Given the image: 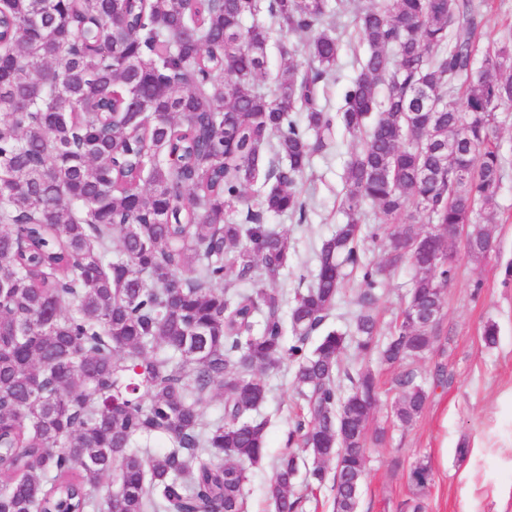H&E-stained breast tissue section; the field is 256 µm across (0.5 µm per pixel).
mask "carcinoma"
<instances>
[{"mask_svg": "<svg viewBox=\"0 0 512 512\" xmlns=\"http://www.w3.org/2000/svg\"><path fill=\"white\" fill-rule=\"evenodd\" d=\"M480 7L383 0L355 12L365 52L340 121L361 147L346 221L286 307L273 282L292 244L264 218L306 217L300 184L334 129L319 90L347 35L343 0H0V512H96L109 473L108 512H248L247 472L267 448L261 373L285 360L303 404L297 448L272 466L274 512H303L302 467L310 490L331 484L333 512H357L378 387L342 355L353 344L403 367L393 416L411 425L429 397L411 362L432 350L439 320L414 327L408 314L442 309L456 276L448 227L468 229L475 261L493 249L512 45L487 50L473 76ZM275 25L309 37L308 64L288 62L267 88L257 79ZM261 177L274 184L259 207L226 219ZM367 203L389 225L388 266L413 271L381 345ZM411 207L432 227L412 224ZM414 240L412 256L397 250ZM231 273L268 284L231 290ZM352 273V329L311 345ZM215 395L222 414L206 423ZM336 446L329 472L322 449ZM432 480L429 463L410 469L419 495Z\"/></svg>", "mask_w": 512, "mask_h": 512, "instance_id": "1", "label": "carcinoma"}]
</instances>
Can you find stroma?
I'll use <instances>...</instances> for the list:
<instances>
[{
    "mask_svg": "<svg viewBox=\"0 0 512 512\" xmlns=\"http://www.w3.org/2000/svg\"><path fill=\"white\" fill-rule=\"evenodd\" d=\"M512 38V0H490L479 18L478 51ZM500 147L506 159L502 187L496 199L498 224L492 228L494 248L487 258L473 261L464 237L449 244L456 278L443 291L439 333L431 352L415 367L430 391L422 414L407 427L393 417L401 391L397 368L376 367L378 402L370 431L384 434L371 446L358 512H512V108L500 110ZM359 139L335 126L324 152L315 156L303 181L310 207L305 223L286 214L267 222L287 234L293 250L276 286L286 297L305 289L316 269L315 253L344 220L340 200L346 165ZM411 270L403 266L385 277L375 305L381 336H388L409 288ZM496 324L498 341L486 346V324ZM443 383H436V373ZM293 366L282 363L269 373L271 393L261 412L270 425L265 461L250 468L246 482L249 512H271L268 499L270 463L288 446L289 421L297 411L291 388ZM466 457H458L459 445ZM428 462L433 481L425 496L408 482L416 461Z\"/></svg>",
    "mask_w": 512,
    "mask_h": 512,
    "instance_id": "stroma-1",
    "label": "stroma"
}]
</instances>
